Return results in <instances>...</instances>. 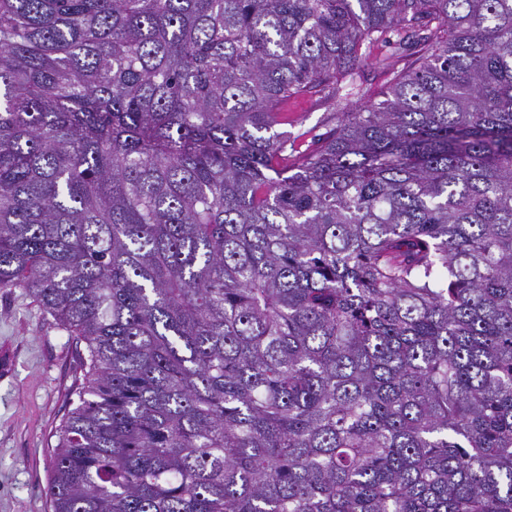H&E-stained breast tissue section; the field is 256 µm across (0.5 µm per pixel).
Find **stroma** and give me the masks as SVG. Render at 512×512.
<instances>
[{
    "label": "stroma",
    "instance_id": "obj_1",
    "mask_svg": "<svg viewBox=\"0 0 512 512\" xmlns=\"http://www.w3.org/2000/svg\"><path fill=\"white\" fill-rule=\"evenodd\" d=\"M403 60L398 36L374 46L355 75L351 106L379 99V61ZM86 346L44 314L25 289L0 290V512H52L46 494L57 433L84 380Z\"/></svg>",
    "mask_w": 512,
    "mask_h": 512
}]
</instances>
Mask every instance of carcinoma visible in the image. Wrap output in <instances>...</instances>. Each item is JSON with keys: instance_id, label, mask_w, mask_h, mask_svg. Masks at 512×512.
<instances>
[{"instance_id": "cac0c4a2", "label": "carcinoma", "mask_w": 512, "mask_h": 512, "mask_svg": "<svg viewBox=\"0 0 512 512\" xmlns=\"http://www.w3.org/2000/svg\"><path fill=\"white\" fill-rule=\"evenodd\" d=\"M5 288L53 512H512V0H0ZM401 36H391L389 42L378 43L372 49L371 55L356 69L355 83L360 88V92L348 97L349 104L352 107H358L371 102H378L382 98L378 95L381 88L386 83V76L379 67L378 61L385 56H392L394 60H399L398 66L401 68L404 64L405 53L400 49L399 39ZM332 102H315L309 98L288 107L292 113L293 125L279 127L278 131L307 132L306 139L322 134L325 129L323 120L334 107ZM86 356L25 289L0 290V512H52L50 454Z\"/></svg>"}]
</instances>
